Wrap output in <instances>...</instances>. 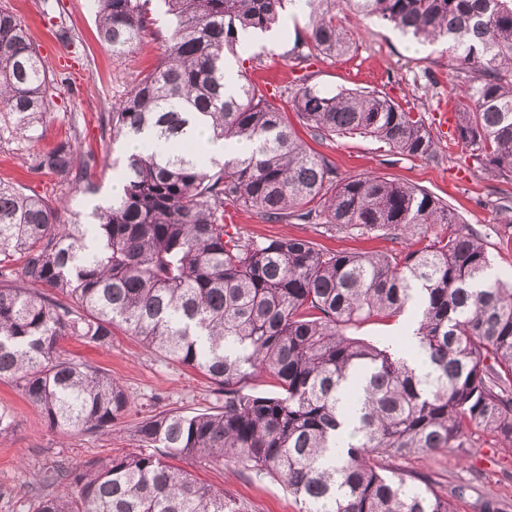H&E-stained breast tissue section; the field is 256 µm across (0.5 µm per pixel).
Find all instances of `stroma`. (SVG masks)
<instances>
[{"label": "stroma", "mask_w": 512, "mask_h": 512, "mask_svg": "<svg viewBox=\"0 0 512 512\" xmlns=\"http://www.w3.org/2000/svg\"><path fill=\"white\" fill-rule=\"evenodd\" d=\"M14 10L49 70L68 77L58 86L57 107L38 127L32 139L0 144V180L24 187L26 193L53 199L70 198L73 209L92 207L106 199L121 170L114 161L122 146L102 132V119L148 70L161 60L168 28L148 30L139 47L115 58L100 43L93 0H0ZM340 17L353 31V54L341 58H318L303 63L286 58L303 19L283 13L276 45L256 40L238 49L251 78L265 85L275 101L291 109L299 84L306 83L334 92L341 88H368L385 92L403 106L424 113L437 142L429 159H414L380 147L374 139L337 136L312 139L300 136L335 168L337 177L373 174L380 178L415 185L448 205L465 226L483 235L493 273L512 279V223H507L497 204L512 196V178L485 173L463 144L450 142L438 125L436 113L444 105L462 109L465 101L448 77V54L439 43L419 44L391 27L355 16L341 9ZM66 27L70 42L56 39L58 27ZM78 136L84 151L93 156L84 180L93 186L90 194H77L51 174L33 170L35 155L48 151L70 136ZM230 224L250 237H306L328 250L398 252L403 239L324 233L317 223L294 218L277 224L264 222L252 212H231ZM62 349L79 355L124 386L132 409L116 420L106 433L65 435L53 429L40 411L16 390L0 381V407L12 411L15 427L0 439V512H27L38 490L39 475L54 461L80 463L107 458L121 452H137L141 446L134 430L143 418L179 409L197 412L214 406L217 396L201 373L173 363L124 332H116L112 344L98 348L65 338ZM472 448H451L431 456L396 460V467L428 476L436 490L450 493L464 486L456 500L458 512H475L477 501L493 498L512 507V449L490 432L475 436ZM177 465L200 482L224 490L245 501L252 512H300L299 500L289 495L281 482L258 479L231 464H204L195 457L178 459Z\"/></svg>", "instance_id": "obj_1"}]
</instances>
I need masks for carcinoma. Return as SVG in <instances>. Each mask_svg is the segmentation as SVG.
Listing matches in <instances>:
<instances>
[{"mask_svg":"<svg viewBox=\"0 0 512 512\" xmlns=\"http://www.w3.org/2000/svg\"><path fill=\"white\" fill-rule=\"evenodd\" d=\"M95 0L115 57L152 26L171 29L163 58L103 119L112 141L143 131L157 149L122 160L123 193L57 222L64 200L0 182V379L50 426L104 432L130 408L124 387L60 348L66 336L105 347L124 330L203 373L219 404L162 411L135 433L155 454L55 465L33 512H249L169 460L229 462L280 480L305 512H457L417 472L384 461L472 448L470 430L512 445V282L488 276L481 234L424 189L363 174L336 179L288 114L246 71L224 90V61L243 34L268 32L289 3L308 18L291 58L353 48L339 0ZM359 15L447 45L469 101L453 139L495 176L512 177V0H346ZM68 78L48 74L13 10L0 5V144L32 137ZM294 112L316 140L370 137L412 158L435 156L425 116L366 89L301 86ZM206 126L251 155L220 162L194 151ZM89 160L77 139L33 167L75 191ZM229 209L268 222L324 218L329 231L414 240L397 253L328 251L310 239L254 240ZM414 312L408 363L395 336H356L367 322ZM265 379L273 387L257 390Z\"/></svg>","mask_w":512,"mask_h":512,"instance_id":"carcinoma-1","label":"carcinoma"}]
</instances>
